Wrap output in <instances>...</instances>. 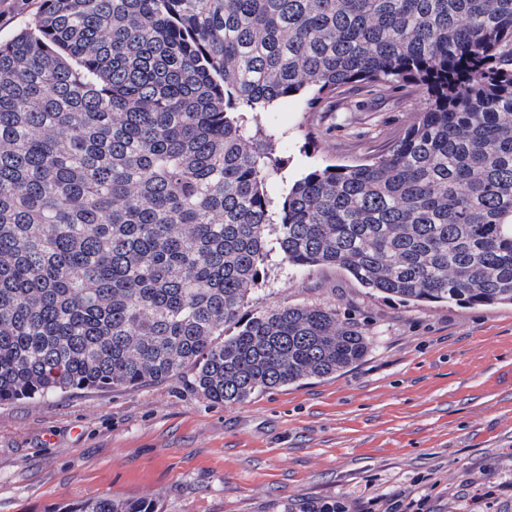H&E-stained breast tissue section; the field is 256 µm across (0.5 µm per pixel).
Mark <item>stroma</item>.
<instances>
[{
    "label": "stroma",
    "mask_w": 512,
    "mask_h": 512,
    "mask_svg": "<svg viewBox=\"0 0 512 512\" xmlns=\"http://www.w3.org/2000/svg\"><path fill=\"white\" fill-rule=\"evenodd\" d=\"M421 101L414 86H354L259 119L283 134L294 179L381 155ZM301 305L363 325L365 357L242 403L205 400L182 377L0 407V512L97 496L161 512H512V305L406 304L272 257L251 308Z\"/></svg>",
    "instance_id": "stroma-1"
}]
</instances>
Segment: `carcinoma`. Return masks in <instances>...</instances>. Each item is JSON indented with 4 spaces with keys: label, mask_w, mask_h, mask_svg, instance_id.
Wrapping results in <instances>:
<instances>
[{
    "label": "carcinoma",
    "mask_w": 512,
    "mask_h": 512,
    "mask_svg": "<svg viewBox=\"0 0 512 512\" xmlns=\"http://www.w3.org/2000/svg\"><path fill=\"white\" fill-rule=\"evenodd\" d=\"M381 83L423 96L385 153L271 186L247 114ZM274 254L512 304V0H40L0 40V406L187 371L238 403L359 362L334 309L247 311Z\"/></svg>",
    "instance_id": "obj_1"
}]
</instances>
